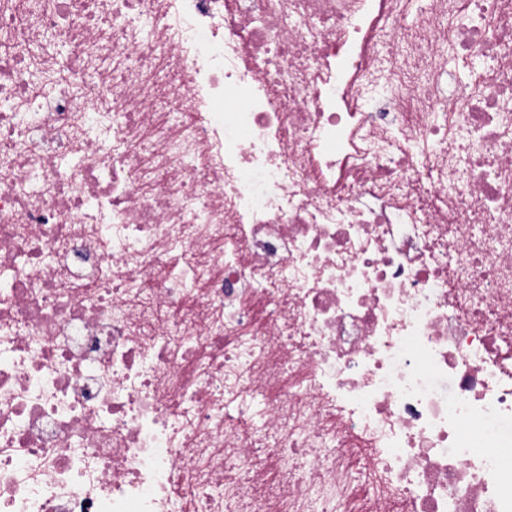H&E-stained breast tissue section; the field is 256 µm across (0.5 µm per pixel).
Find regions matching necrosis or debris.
Instances as JSON below:
<instances>
[{
    "mask_svg": "<svg viewBox=\"0 0 512 512\" xmlns=\"http://www.w3.org/2000/svg\"><path fill=\"white\" fill-rule=\"evenodd\" d=\"M511 447L512 0H0V512H512Z\"/></svg>",
    "mask_w": 512,
    "mask_h": 512,
    "instance_id": "obj_1",
    "label": "necrosis or debris"
}]
</instances>
